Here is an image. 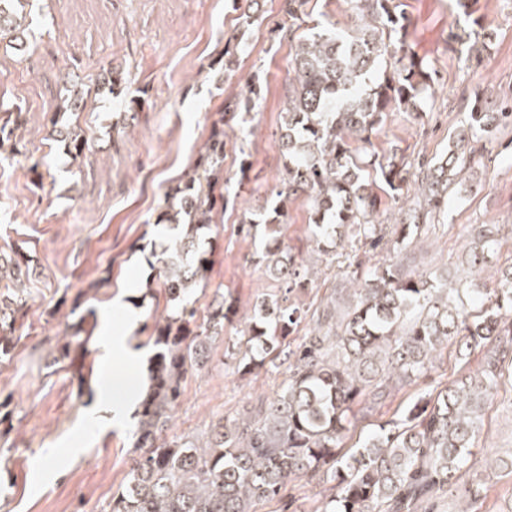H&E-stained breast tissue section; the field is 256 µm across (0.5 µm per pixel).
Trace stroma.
Instances as JSON below:
<instances>
[{
	"instance_id": "stroma-1",
	"label": "stroma",
	"mask_w": 512,
	"mask_h": 512,
	"mask_svg": "<svg viewBox=\"0 0 512 512\" xmlns=\"http://www.w3.org/2000/svg\"><path fill=\"white\" fill-rule=\"evenodd\" d=\"M410 21L407 43L434 71V90L417 111L389 113L367 146L381 157L398 153L411 164L442 155L465 117L466 101L479 96L490 104L512 100V0H477L481 19L471 53H462L453 35L469 30L456 0H396ZM36 50L20 53L0 41V99L22 106L28 157L41 161V186L27 164L0 163V251L33 256L27 305L18 314L20 340L11 358L0 361V401H8L10 430L0 432V512H103L122 485L132 456L136 417L125 426L89 427L96 391L106 374L145 386L148 375L147 324L167 308V295L150 265L155 245L168 237L156 226L166 193L191 172L216 112L226 97L258 84L263 100L252 121L225 125L224 185L234 204L200 233L213 249L207 284L195 307L206 316L215 290L231 292L240 310L252 314L258 297L277 286L254 262L260 241L242 230L245 218L275 201L281 168L284 78L292 58L290 42L278 32L280 0H264L259 23L241 33L232 0H30ZM244 41L232 78L222 76L224 47ZM125 76L120 95L97 94L88 112H60L71 80L96 77L104 62ZM145 96L143 111L128 112L124 101ZM78 122L88 141L72 159L55 141L54 126ZM248 173H241V159ZM479 187L452 195L438 221L421 227L400 255L419 274H446L480 304L512 264V125L500 128L486 145L474 172ZM280 239L303 259L311 281L293 296L317 308L332 301L346 309L343 293L350 266H370L389 256L386 247L352 241L315 251L309 240L311 203L291 197ZM491 228L500 248L482 272H470L466 250L479 230ZM93 313L85 349L56 364L51 353L74 323L71 308ZM135 327L128 345L136 360L105 353V327L121 329L127 316ZM238 324L224 328L211 344L210 358L189 372L168 436H206L212 423L233 417L256 395L272 393L285 368H266L240 377L224 350ZM477 356L464 357L449 342L429 372L404 387L372 416L355 417L345 449L359 447L386 421L402 417L419 392L444 387L472 374ZM77 441L78 454L67 444ZM512 457V370L484 406V426L476 436L462 481L480 476L486 496L478 512H512V473L488 468V461ZM318 486L288 480L273 499L255 501L251 512H316Z\"/></svg>"
}]
</instances>
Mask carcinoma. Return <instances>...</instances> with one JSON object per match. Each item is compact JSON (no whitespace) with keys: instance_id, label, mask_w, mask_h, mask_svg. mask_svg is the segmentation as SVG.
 Segmentation results:
<instances>
[{"instance_id":"1","label":"carcinoma","mask_w":512,"mask_h":512,"mask_svg":"<svg viewBox=\"0 0 512 512\" xmlns=\"http://www.w3.org/2000/svg\"><path fill=\"white\" fill-rule=\"evenodd\" d=\"M359 25L350 33L324 27L294 42L283 107L286 134L278 197L304 193L313 205L310 234L320 251L336 244L337 229L353 228L358 238L378 247L386 230L399 249L431 224L448 205L452 176L481 161L480 143L502 124H512V104L489 106L474 99L466 122L451 137L452 146L437 160L421 163V177H411L404 161L364 159L351 141L370 142L387 113L412 112L432 91L433 70L406 49L408 19L395 0H347ZM305 0H282L286 32L303 14ZM28 15L23 7L0 2V36L28 51ZM123 74L109 66L98 75L109 90ZM62 111L84 112L92 103L83 81L65 86ZM260 89L224 103L212 121L193 173L171 187L156 225L177 231L152 266L163 278L170 311L154 321L155 352L148 367L149 386L142 395L134 433L135 457L124 483L112 493L107 512H251L256 500L277 497L290 477L328 484L320 512H420L423 503L456 482L471 455L482 426L483 406L499 388L503 366H512V265L500 271L490 299L473 311L448 279L415 274L398 261L384 260L347 275L354 304L339 315L330 306L317 312L296 345L291 336L300 324L299 309L283 304L285 294L307 286L291 250L279 245L286 221L282 203L259 213L246 228L262 227L273 247L264 262L282 284L260 300L244 321L240 336L227 345L235 372L253 374L270 357L288 364L286 378L271 398L257 397L238 417L219 420L204 440L173 438L169 427L181 397L182 381L203 368L210 345L224 335V325L238 318V301L217 291L206 320L196 319L195 294L205 284L213 250L199 243V231L213 223L227 199L224 181V119L258 107ZM0 124V151L10 142V157L22 154L20 130L26 119L17 106ZM74 158L87 139L71 123L56 130ZM382 183L397 200L416 198L414 206L383 216L372 184ZM498 240L478 234L468 264L479 272ZM32 259L21 252L0 254V360L11 357L17 343L16 314L27 302L25 280ZM85 317L62 337L53 362L70 357L86 338ZM460 338L463 355H481L482 371L441 389L422 392L407 410L381 432L350 452L341 450L353 408L366 415L392 392L424 375L448 338ZM485 486L477 479L464 488L460 512H476Z\"/></svg>"}]
</instances>
